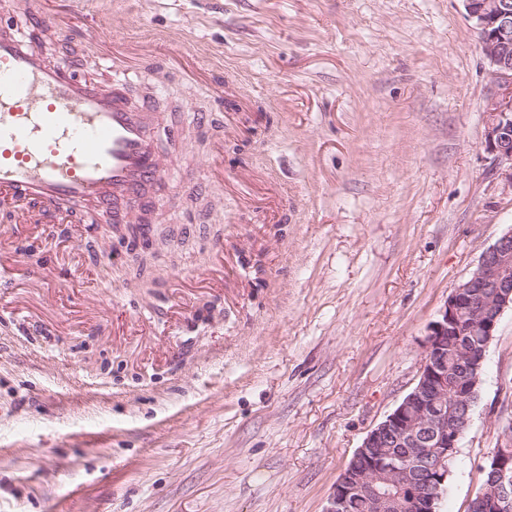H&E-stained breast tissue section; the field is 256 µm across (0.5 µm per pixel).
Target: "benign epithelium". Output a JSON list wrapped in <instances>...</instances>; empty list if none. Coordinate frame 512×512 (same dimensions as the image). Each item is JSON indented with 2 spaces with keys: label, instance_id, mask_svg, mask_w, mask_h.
Returning <instances> with one entry per match:
<instances>
[{
  "label": "benign epithelium",
  "instance_id": "benign-epithelium-1",
  "mask_svg": "<svg viewBox=\"0 0 512 512\" xmlns=\"http://www.w3.org/2000/svg\"><path fill=\"white\" fill-rule=\"evenodd\" d=\"M466 15L479 33L482 55L492 67L495 93L484 110V147L512 179V0H463ZM512 306V231L506 232L481 257L471 277L449 296L431 327L427 357L419 381L399 406L365 437L348 465L354 483L339 478L326 512H349L355 496L371 512H435L439 491L448 478V460L454 457L470 418L458 411L469 404L472 389L460 379L448 383V346L456 343L471 323L484 336H494L505 308ZM485 347L461 351V363L481 368ZM414 451L403 456L379 452L396 443ZM437 463L419 483L404 480L415 456ZM491 486L471 501L470 512H512V430L502 431L497 448L488 456ZM401 478L399 492L385 493L380 485Z\"/></svg>",
  "mask_w": 512,
  "mask_h": 512
}]
</instances>
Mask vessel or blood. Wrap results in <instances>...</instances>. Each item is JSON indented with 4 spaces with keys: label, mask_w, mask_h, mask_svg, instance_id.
Wrapping results in <instances>:
<instances>
[{
    "label": "vessel or blood",
    "mask_w": 512,
    "mask_h": 512,
    "mask_svg": "<svg viewBox=\"0 0 512 512\" xmlns=\"http://www.w3.org/2000/svg\"><path fill=\"white\" fill-rule=\"evenodd\" d=\"M112 0H88L87 12L60 14L53 0H0V198L32 238L51 224H91L111 231L130 224L144 192L162 184L169 152L161 113L130 104L126 73L101 85L67 61H49L39 32L68 26L88 41L100 36L87 14L108 19ZM20 251L0 229V279L16 271Z\"/></svg>",
    "instance_id": "vessel-or-blood-1"
}]
</instances>
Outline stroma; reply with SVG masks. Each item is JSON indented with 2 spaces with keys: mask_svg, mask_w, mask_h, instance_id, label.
<instances>
[{
  "mask_svg": "<svg viewBox=\"0 0 512 512\" xmlns=\"http://www.w3.org/2000/svg\"><path fill=\"white\" fill-rule=\"evenodd\" d=\"M105 34L134 100L173 117L168 197L197 203L143 265L87 224L44 243L15 225L0 512H324L417 384L450 293L512 229L478 33L462 0H123ZM45 52L96 74L107 51L61 27ZM209 266L223 289L189 281ZM511 420L509 307L436 512H468Z\"/></svg>",
  "mask_w": 512,
  "mask_h": 512,
  "instance_id": "1",
  "label": "stroma"
}]
</instances>
